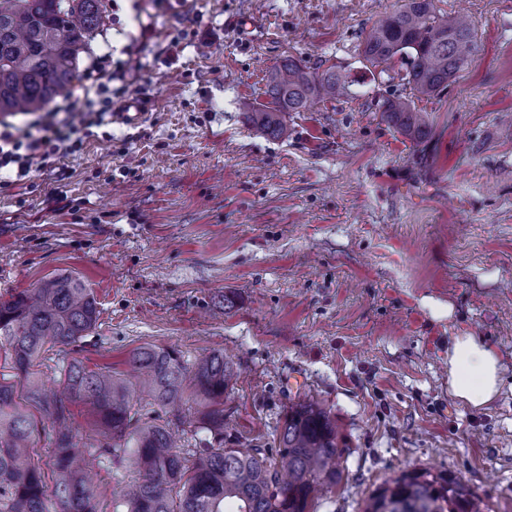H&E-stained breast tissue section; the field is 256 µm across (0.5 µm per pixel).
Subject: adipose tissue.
I'll return each mask as SVG.
<instances>
[{"instance_id":"ef3b65f1","label":"adipose tissue","mask_w":512,"mask_h":512,"mask_svg":"<svg viewBox=\"0 0 512 512\" xmlns=\"http://www.w3.org/2000/svg\"><path fill=\"white\" fill-rule=\"evenodd\" d=\"M503 383V367L496 351L481 338L463 334L448 348V391L471 407L494 400Z\"/></svg>"}]
</instances>
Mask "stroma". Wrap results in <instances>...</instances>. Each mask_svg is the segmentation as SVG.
Returning <instances> with one entry per match:
<instances>
[{
	"label": "stroma",
	"instance_id": "stroma-1",
	"mask_svg": "<svg viewBox=\"0 0 512 512\" xmlns=\"http://www.w3.org/2000/svg\"><path fill=\"white\" fill-rule=\"evenodd\" d=\"M401 0H109L85 53L122 66L111 124L31 181L0 187V296L80 276L101 314L73 355L124 375L151 344L224 351V437L277 451L288 406L336 420L340 483L317 512H364L401 473L461 479L512 512V0H436L479 51L439 95L423 142L381 118L401 95L358 50ZM349 71L355 95L256 129L287 58ZM141 100L137 125L122 117ZM474 334L505 367L475 409L448 394V346ZM101 512L134 476L92 465Z\"/></svg>",
	"mask_w": 512,
	"mask_h": 512
}]
</instances>
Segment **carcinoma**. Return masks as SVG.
<instances>
[{"label":"carcinoma","mask_w":512,"mask_h":512,"mask_svg":"<svg viewBox=\"0 0 512 512\" xmlns=\"http://www.w3.org/2000/svg\"><path fill=\"white\" fill-rule=\"evenodd\" d=\"M106 0H0V114L35 112L78 79L86 46L104 26ZM478 52L471 22L437 10L435 0H403L375 23L361 48L367 70H394L407 96L384 100L383 119L408 139L429 133L428 115L414 99L448 86ZM355 80L329 66L311 72L289 59L266 76L268 101L243 111L264 132H285L284 116L314 99L333 100ZM98 301L73 274L43 279L0 298V512H100L87 476L86 454L129 461L135 478L122 499L126 512H310L317 494L342 479L336 423L310 397L288 406L277 454L224 445V394L235 370L222 351L189 363L171 348L152 345L129 357L128 377L112 367L91 369L69 348L88 336ZM54 363L57 387L38 367ZM149 398L137 407L133 392ZM198 405L196 419L183 405ZM82 406L92 423L74 426ZM47 427L49 461L37 457V424ZM54 476L48 490L44 467ZM484 512L458 478L403 473L379 489L365 512Z\"/></svg>","instance_id":"carcinoma-1"}]
</instances>
